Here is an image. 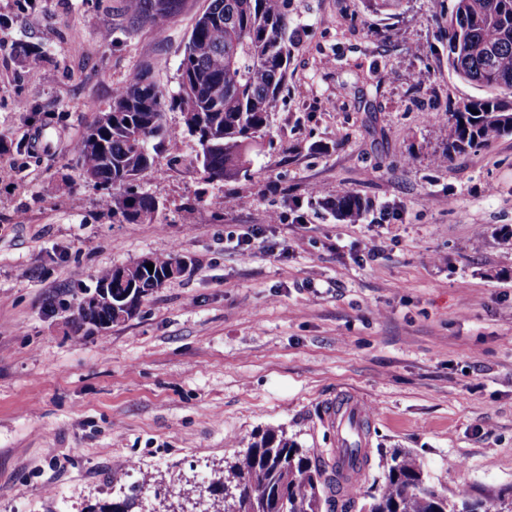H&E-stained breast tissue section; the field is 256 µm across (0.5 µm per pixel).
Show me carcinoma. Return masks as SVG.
Listing matches in <instances>:
<instances>
[{"instance_id": "obj_1", "label": "carcinoma", "mask_w": 512, "mask_h": 512, "mask_svg": "<svg viewBox=\"0 0 512 512\" xmlns=\"http://www.w3.org/2000/svg\"><path fill=\"white\" fill-rule=\"evenodd\" d=\"M286 0H210L185 42L178 92L167 95L144 69L132 72L112 92L105 111L112 126L94 122L75 146L76 164L102 190L100 206L120 224L154 218L158 201L134 190L153 173L159 149L188 133L199 147L194 163L209 180L251 178L247 155L272 134L277 97L288 79ZM184 0H124L132 24L166 30ZM448 67L483 94L451 113L448 143L433 158L452 155L512 134L500 113H512V0H455L448 17ZM182 124L170 125L167 110ZM316 204L342 222H358L371 203L357 192L317 196ZM151 263L154 269L147 270ZM184 257L151 254L100 271L96 288L112 289V309L76 305L73 333L81 338L131 316L142 299L183 275ZM368 459L360 448H344L327 465L283 431L268 430L229 467L224 512H512V496L481 501L455 499L437 491L409 452L390 454L380 488L348 487Z\"/></svg>"}]
</instances>
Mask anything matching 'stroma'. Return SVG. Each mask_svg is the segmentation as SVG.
<instances>
[{
  "label": "stroma",
  "instance_id": "obj_1",
  "mask_svg": "<svg viewBox=\"0 0 512 512\" xmlns=\"http://www.w3.org/2000/svg\"><path fill=\"white\" fill-rule=\"evenodd\" d=\"M453 4L288 0L252 178L203 180L179 138L136 186L153 221L116 224L74 146L134 70L177 92L209 0L162 34L122 0H0V512H213L266 430L330 457L341 397L369 426L360 484L402 448L441 493L512 490V135L432 162L476 93L448 68ZM347 189L373 204L355 224L315 202ZM255 228L251 254L227 240ZM172 251L190 272L76 339L80 288Z\"/></svg>",
  "mask_w": 512,
  "mask_h": 512
}]
</instances>
